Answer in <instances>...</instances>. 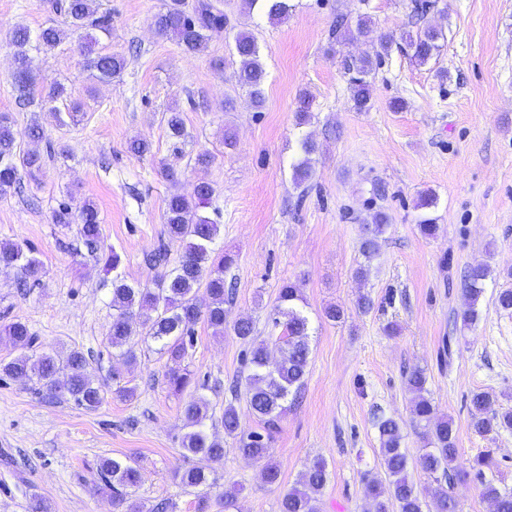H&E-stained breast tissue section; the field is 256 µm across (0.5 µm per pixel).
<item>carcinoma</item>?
<instances>
[{
	"label": "carcinoma",
	"instance_id": "1",
	"mask_svg": "<svg viewBox=\"0 0 512 512\" xmlns=\"http://www.w3.org/2000/svg\"><path fill=\"white\" fill-rule=\"evenodd\" d=\"M47 10L64 17L69 29L57 25L41 28L37 33L23 24L10 31L14 47V89L18 99H34L39 81L30 66V52L53 49L64 42L68 31L89 30L84 41L78 43L91 77L109 82L121 74L125 59L120 54L102 53L95 49L98 38L95 30L110 33L111 19L98 13L96 0H45ZM248 11L258 10L272 22L288 18L293 9L291 0H245ZM230 25L224 11V0H166L163 11L154 18L157 32L174 40L188 53H201L207 48L209 38L220 34ZM356 36L376 42L375 56L350 57L344 66L349 75V85L354 106L359 111L369 107L371 82L368 77L384 55L393 47H405L419 65H424L438 55L443 39L441 31L425 26L416 34H409L398 42L391 33L377 32L372 18L358 16ZM233 54L239 61L238 81L245 87L257 108L263 104L262 86L265 68L260 61L256 38L251 30L240 28L233 36ZM169 137L177 143L187 137L182 112L173 109L165 115ZM301 155L292 164V177L296 185L310 181L315 175L312 155L317 152L316 142L308 135L299 141ZM43 166V156L37 150L18 148L7 113H0V197L15 191L23 177H36ZM214 190L206 180H199L189 195L174 194L166 202L164 223L167 236L183 247L177 265L160 274L152 288L129 284L124 276L112 277V323L106 336L109 347L117 350L124 362L137 361L135 337L140 335L160 344V351L174 361H180L194 345L195 326L203 320L213 333H224L227 310L225 309L224 267L231 259L214 253L212 244L217 234V224L203 209L211 204ZM437 198L431 192L419 195L415 204L417 224L421 233L433 236L439 230L433 209ZM56 224L77 225L83 243L92 253L105 254V267L115 271L120 256L113 249H105L98 211L90 201H64L53 212ZM390 223V216L377 210L371 221L363 225L360 253L365 260L374 259L380 250V238ZM34 248L19 243L0 245V270L14 272L21 280L38 281L44 270L32 256ZM490 275L487 265L471 268L465 276L463 292L467 298L461 317L463 324L472 326L480 319L479 302L485 293V281ZM204 289L209 302L202 308L197 301V291ZM273 327L281 330L278 337V357L270 361L271 351L263 342L254 341L255 326L248 318L233 323V331L240 339L250 343L249 357L245 362V397L249 412L263 422V432L239 434L240 418L233 403L224 406L221 424L224 436L237 440V451L244 457L261 461L267 457L268 441L279 428L284 403L290 394L298 393L304 385L309 363L310 319L295 283L279 289L269 312ZM0 332L8 336L14 348L22 350L8 362H0V376L16 381H36L41 390L52 396L69 398L79 407L93 409L104 398L103 386L88 372V360L83 351L71 348L62 353L43 354L33 360L23 350L33 346L36 337L26 324L13 322ZM169 391L178 396L191 382L189 371L169 368L165 373ZM405 381L413 392L411 410L413 426L419 430L423 448L418 450V462L428 475L438 476L433 491L436 512H458V503L450 493L455 480L464 476L457 466L458 448L456 430L452 419L433 420L434 405L427 397V377L424 371L413 369L406 373ZM209 400L194 395L183 407V419L188 432L182 439L186 455L200 463L179 467L173 478L184 488L215 485L208 462L224 459V444L212 439L206 432V422L212 419ZM375 427L380 441L381 461L385 479H372L366 485L372 499L370 512H423L419 490L409 479V450L404 447L403 427L393 418L375 417ZM470 427L478 435L487 437L501 431L512 430V411H500L488 392H474L470 399ZM98 472L102 487L112 491V502L118 512H142L138 502L129 497L127 489L141 480L140 468L133 460L105 458L100 461ZM328 479L326 463L313 462L302 473L297 485L288 489L281 498L280 512H318L317 494ZM482 496L489 500L494 512H512V489H501L491 482L482 483Z\"/></svg>",
	"mask_w": 512,
	"mask_h": 512
}]
</instances>
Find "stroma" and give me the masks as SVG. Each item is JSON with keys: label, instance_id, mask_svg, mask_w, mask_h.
I'll use <instances>...</instances> for the list:
<instances>
[{"label": "stroma", "instance_id": "stroma-1", "mask_svg": "<svg viewBox=\"0 0 512 512\" xmlns=\"http://www.w3.org/2000/svg\"><path fill=\"white\" fill-rule=\"evenodd\" d=\"M111 17L104 51L121 54L125 68L109 82L93 81L83 57L68 46L41 51L33 67L39 94L19 105L13 88L14 48L9 32L22 23L48 24L42 0H0V113L11 116L17 143L29 149L27 127L39 123L55 150L37 179L0 198V243L33 246L46 275L40 285L19 286L0 271V327L20 321L36 338L35 352L83 350L89 370L105 384V398L92 410L64 398H48L34 385L0 381V512H29L32 495L51 512H114L112 496L96 490L102 458L137 460L142 479L132 494L144 512L169 502L168 512H197L198 490L172 478L185 465L184 397L165 383L166 355L150 340L139 342L135 364L114 365L106 336L112 322V275L95 262L76 227L55 224L60 202L76 197L98 209L106 247L121 257L119 273L134 285L151 286L159 268L145 262L167 244L170 264L182 248L166 242L165 202L190 193L198 179L214 188L219 232L215 252L230 256L224 283L234 290L229 319L249 317L257 340L278 335L267 320L280 287L299 284L312 322L308 373L299 400L288 403L269 441L266 462L241 457L222 426L226 452L213 463L218 491L235 495L234 512H279V500L309 463L326 459L330 476L319 495V512H368L366 481L384 468L373 417L382 414L404 427L405 446L421 440L410 425L413 393L406 371L427 376L438 416L457 429V464L493 449L497 469L486 479L512 489V432L481 437L470 426L469 397L493 394L499 410L512 409V314L495 295L512 288V0H434L423 18L413 0H293L287 20L270 22L232 0V21L253 31L267 72L264 102L256 108L238 84L229 44L231 32L212 36L207 49L185 53L153 26L164 0H97ZM368 13L378 30L401 35L421 24L441 29L442 50L428 64L392 50L372 77L368 110L353 107L344 60L373 53L370 42H338L336 17L355 22ZM68 98L47 100L51 82ZM313 98L314 118L298 129L301 93ZM400 99L401 111L390 103ZM80 103L78 124H59L52 110ZM183 113L190 133L182 147L170 139L164 116ZM236 136L224 146L225 131ZM311 133L319 144L314 179L292 182L297 139ZM147 153L129 150L132 140ZM209 153L206 170L194 166ZM174 165L177 181L161 177V162ZM436 193V237L420 233L414 204ZM384 209L391 216L367 279L355 270L361 226ZM489 265L478 323L464 327L462 276ZM367 294L374 306L357 307ZM343 306L345 318H323L325 306ZM395 333H388V326ZM248 348L231 326L214 334L198 323L184 364L222 414L231 400ZM133 388L128 399L118 386ZM235 400V399H232ZM243 432L262 427L245 399L235 400ZM278 466V485L262 480L264 463Z\"/></svg>", "mask_w": 512, "mask_h": 512}]
</instances>
